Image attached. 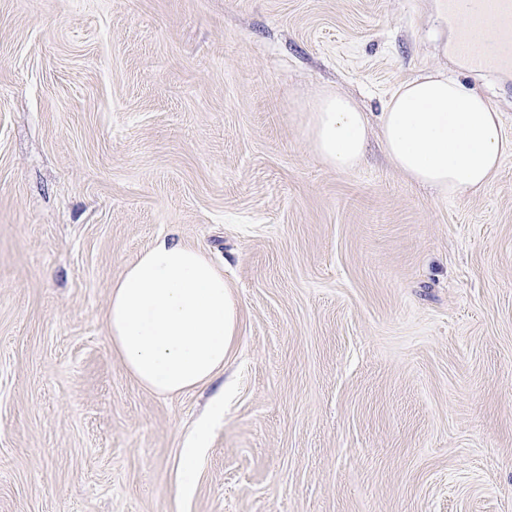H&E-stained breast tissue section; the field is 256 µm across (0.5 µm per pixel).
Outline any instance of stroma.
<instances>
[{
	"mask_svg": "<svg viewBox=\"0 0 512 512\" xmlns=\"http://www.w3.org/2000/svg\"><path fill=\"white\" fill-rule=\"evenodd\" d=\"M438 0H0V512H512V150L456 199L378 134L311 150L317 93L378 125L447 53ZM160 236L242 308L223 373L142 388L111 286ZM191 492L180 450L221 394Z\"/></svg>",
	"mask_w": 512,
	"mask_h": 512,
	"instance_id": "stroma-1",
	"label": "stroma"
}]
</instances>
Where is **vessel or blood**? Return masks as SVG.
Instances as JSON below:
<instances>
[{
  "label": "vessel or blood",
  "instance_id": "1",
  "mask_svg": "<svg viewBox=\"0 0 512 512\" xmlns=\"http://www.w3.org/2000/svg\"><path fill=\"white\" fill-rule=\"evenodd\" d=\"M444 7L455 57L474 70H512V0H445ZM488 28L495 36L476 37Z\"/></svg>",
  "mask_w": 512,
  "mask_h": 512
}]
</instances>
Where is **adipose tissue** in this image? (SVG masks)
<instances>
[{
    "label": "adipose tissue",
    "mask_w": 512,
    "mask_h": 512,
    "mask_svg": "<svg viewBox=\"0 0 512 512\" xmlns=\"http://www.w3.org/2000/svg\"><path fill=\"white\" fill-rule=\"evenodd\" d=\"M305 134L324 164L348 171L363 158L368 121L349 97L325 94L314 100ZM380 134L395 169L444 198L485 189L512 149L488 100L439 71L398 85L380 115ZM106 327L125 370L142 387L175 395L223 371L240 332V302L203 248L160 237L113 283ZM223 414V402H216L183 449L184 487H191Z\"/></svg>",
    "instance_id": "adipose-tissue-1"
}]
</instances>
